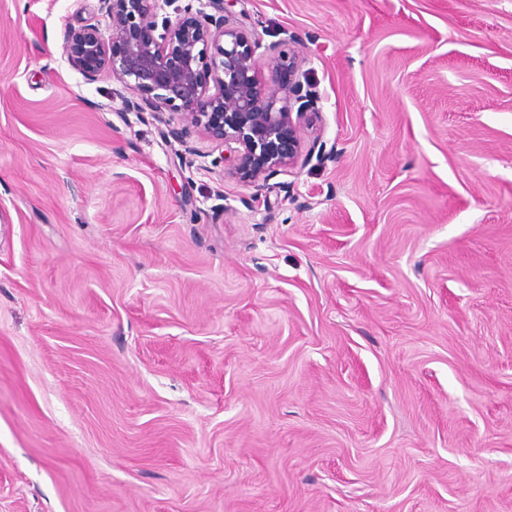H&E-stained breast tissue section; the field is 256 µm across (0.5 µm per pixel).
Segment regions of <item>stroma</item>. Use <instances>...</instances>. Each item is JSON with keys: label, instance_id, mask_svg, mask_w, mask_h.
Here are the masks:
<instances>
[{"label": "stroma", "instance_id": "stroma-1", "mask_svg": "<svg viewBox=\"0 0 512 512\" xmlns=\"http://www.w3.org/2000/svg\"><path fill=\"white\" fill-rule=\"evenodd\" d=\"M325 162L195 168L0 0V512H512V0H227Z\"/></svg>", "mask_w": 512, "mask_h": 512}]
</instances>
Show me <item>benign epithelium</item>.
I'll use <instances>...</instances> for the list:
<instances>
[{
    "mask_svg": "<svg viewBox=\"0 0 512 512\" xmlns=\"http://www.w3.org/2000/svg\"><path fill=\"white\" fill-rule=\"evenodd\" d=\"M106 26L65 31L70 66L88 84L109 79L121 111L164 114V136L183 147L188 168L204 157L195 139L224 148V170L272 188L290 176L318 137L308 114L319 99L293 50L263 44L266 31L230 23L224 0H196L160 12L156 0H98Z\"/></svg>",
    "mask_w": 512,
    "mask_h": 512,
    "instance_id": "1",
    "label": "benign epithelium"
}]
</instances>
